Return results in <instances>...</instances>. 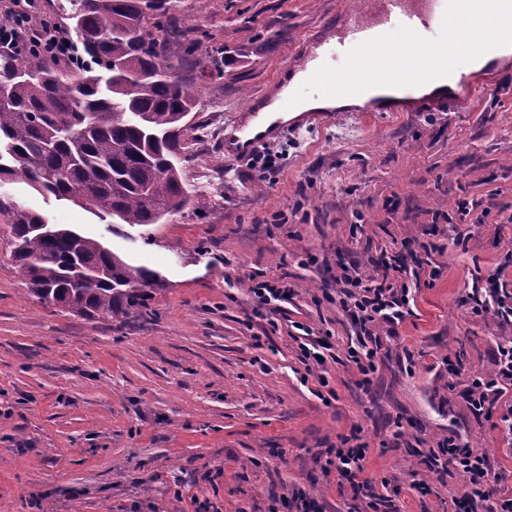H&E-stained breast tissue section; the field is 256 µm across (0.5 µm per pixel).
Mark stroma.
Wrapping results in <instances>:
<instances>
[{
	"instance_id": "obj_1",
	"label": "stroma",
	"mask_w": 512,
	"mask_h": 512,
	"mask_svg": "<svg viewBox=\"0 0 512 512\" xmlns=\"http://www.w3.org/2000/svg\"><path fill=\"white\" fill-rule=\"evenodd\" d=\"M337 2L176 0L169 27L198 41L177 72L200 91L204 134L187 137L183 179L205 210L113 233L108 216L0 185L165 282L143 315L41 304L0 217V512H287L299 493L318 512H366L325 472L340 448L365 449L371 493L392 498L380 512H456L461 473L420 463L451 435L512 492L497 417L512 390L491 416L464 398L512 328L463 302L491 275L512 292V71L457 108L369 123L351 107L289 131L270 142L284 156L274 183L221 150L225 124L284 79ZM381 263L418 281L415 315L394 336L376 327V369L363 375L347 360L356 328L340 280ZM267 280L294 290L270 319L251 291ZM304 341L325 343L323 364L306 369Z\"/></svg>"
}]
</instances>
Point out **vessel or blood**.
<instances>
[{
  "label": "vessel or blood",
  "instance_id": "vessel-or-blood-1",
  "mask_svg": "<svg viewBox=\"0 0 512 512\" xmlns=\"http://www.w3.org/2000/svg\"><path fill=\"white\" fill-rule=\"evenodd\" d=\"M512 16V0H355L353 10L338 9L329 32L314 33L305 42L301 61L307 82H329L339 96L360 95L366 88L414 87L434 82L448 71V54L440 33L454 28L461 43L477 32ZM399 42L400 53L385 54L384 46ZM343 61L335 70V61ZM478 84L469 77L456 80L449 94L426 97L429 107L457 105L469 99ZM254 127L233 121L225 125L222 150L234 159L248 158L273 133H285L286 122L264 123L254 113Z\"/></svg>",
  "mask_w": 512,
  "mask_h": 512
}]
</instances>
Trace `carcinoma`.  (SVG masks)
<instances>
[{"mask_svg":"<svg viewBox=\"0 0 512 512\" xmlns=\"http://www.w3.org/2000/svg\"><path fill=\"white\" fill-rule=\"evenodd\" d=\"M171 0H76L69 15L80 66H48L0 53V182L89 205L112 224H157L208 198L181 178L187 117L195 91L171 71L197 41L159 39ZM11 228L12 260L29 293L59 295L79 315L149 312L163 287L154 270L126 263L98 239L55 225L17 202L0 203Z\"/></svg>","mask_w":512,"mask_h":512,"instance_id":"carcinoma-1","label":"carcinoma"}]
</instances>
